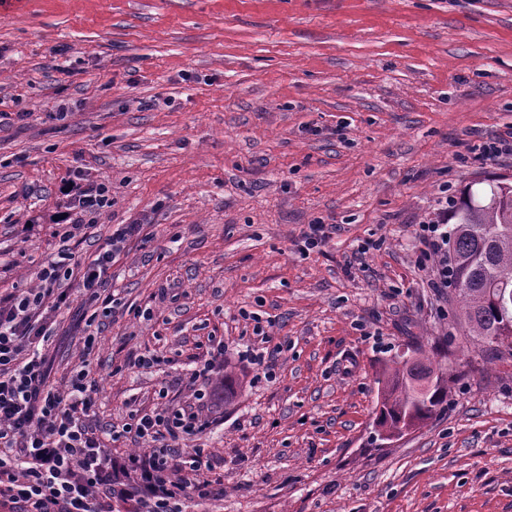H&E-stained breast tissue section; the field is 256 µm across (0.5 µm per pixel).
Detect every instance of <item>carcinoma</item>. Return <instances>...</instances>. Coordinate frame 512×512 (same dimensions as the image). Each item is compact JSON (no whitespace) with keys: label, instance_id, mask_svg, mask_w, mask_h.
I'll use <instances>...</instances> for the list:
<instances>
[{"label":"carcinoma","instance_id":"carcinoma-1","mask_svg":"<svg viewBox=\"0 0 512 512\" xmlns=\"http://www.w3.org/2000/svg\"><path fill=\"white\" fill-rule=\"evenodd\" d=\"M448 231L450 290L466 335L493 358L512 356V180L498 178L452 203ZM376 426L387 436L430 418L448 399L440 368L421 346L397 355L377 378Z\"/></svg>","mask_w":512,"mask_h":512}]
</instances>
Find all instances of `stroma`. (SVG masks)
Segmentation results:
<instances>
[{"label": "stroma", "mask_w": 512, "mask_h": 512, "mask_svg": "<svg viewBox=\"0 0 512 512\" xmlns=\"http://www.w3.org/2000/svg\"><path fill=\"white\" fill-rule=\"evenodd\" d=\"M0 111L1 294L55 258L72 184L112 195L76 263L143 226L106 279L119 311L67 280L49 342L55 385L95 374L104 445L132 449L109 429L215 338L242 384L195 441L224 484L206 512H512V358L485 362L416 264L441 192L512 177L480 151L512 134V0H0ZM412 340L448 402L386 440L376 378ZM329 224H322L317 221L314 224H308V228L303 232L299 247L302 252H310L319 248L328 238Z\"/></svg>", "instance_id": "stroma-1"}]
</instances>
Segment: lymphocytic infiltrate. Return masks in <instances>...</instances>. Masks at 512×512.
I'll use <instances>...</instances> for the list:
<instances>
[{
    "instance_id": "obj_1",
    "label": "lymphocytic infiltrate",
    "mask_w": 512,
    "mask_h": 512,
    "mask_svg": "<svg viewBox=\"0 0 512 512\" xmlns=\"http://www.w3.org/2000/svg\"><path fill=\"white\" fill-rule=\"evenodd\" d=\"M433 218L420 224L418 264L435 270L434 283L448 285V200L440 198ZM140 225L119 224L79 278L85 303L116 309L102 284L124 244ZM70 254L59 253L38 273L37 287L0 296V512H187L222 496L220 479L201 477L206 461L193 445L210 425L205 407L224 402L212 375L224 357L223 341H211L209 357L191 373L195 404L132 414L113 427L112 441L134 438L147 451L121 454L105 448L85 424L97 391L87 366L75 368L66 391L50 382L44 348L53 329L45 309L59 310L69 295L61 280L74 276Z\"/></svg>"
}]
</instances>
